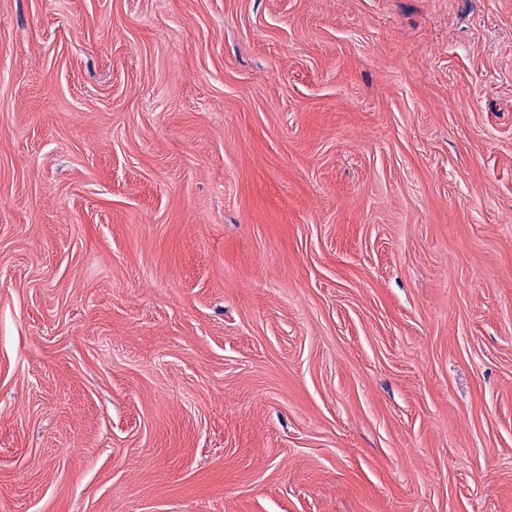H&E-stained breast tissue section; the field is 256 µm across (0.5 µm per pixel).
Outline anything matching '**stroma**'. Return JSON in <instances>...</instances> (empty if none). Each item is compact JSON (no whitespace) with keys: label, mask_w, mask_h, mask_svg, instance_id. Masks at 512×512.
Here are the masks:
<instances>
[{"label":"stroma","mask_w":512,"mask_h":512,"mask_svg":"<svg viewBox=\"0 0 512 512\" xmlns=\"http://www.w3.org/2000/svg\"><path fill=\"white\" fill-rule=\"evenodd\" d=\"M0 512H512V0H0Z\"/></svg>","instance_id":"1"}]
</instances>
